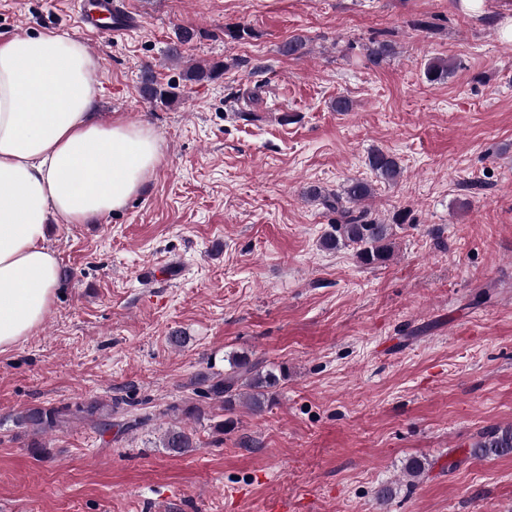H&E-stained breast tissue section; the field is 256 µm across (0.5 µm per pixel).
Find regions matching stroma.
<instances>
[{"mask_svg": "<svg viewBox=\"0 0 512 512\" xmlns=\"http://www.w3.org/2000/svg\"><path fill=\"white\" fill-rule=\"evenodd\" d=\"M127 9L135 29L89 46L91 110L151 128L161 161L124 209L47 227L56 300L0 352V512H265L281 499L291 512H512V453L470 454L480 432L512 424V43L497 26L512 0L478 16L459 0ZM71 17L68 0H0V39H81ZM239 25L249 37L230 38ZM181 28L195 37L173 61ZM294 36L309 48L298 59L280 52ZM375 40L394 48L377 67ZM435 58L455 68L432 83ZM218 61V77L186 81ZM147 66L178 98L142 97ZM254 88L249 121L239 97ZM339 97L350 111L333 109ZM375 148L397 158L396 184L376 180ZM350 178L373 183L372 217L408 214L385 265L320 245L337 215L303 191ZM176 331L187 346H172ZM235 353L288 368L262 412L199 395L197 375ZM93 400L113 421H150L128 435L73 423L39 457L15 423L30 405ZM173 404L203 413L185 421ZM180 422L198 447L175 456L160 437Z\"/></svg>", "mask_w": 512, "mask_h": 512, "instance_id": "stroma-1", "label": "stroma"}]
</instances>
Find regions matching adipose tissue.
<instances>
[{
	"label": "adipose tissue",
	"instance_id": "adipose-tissue-1",
	"mask_svg": "<svg viewBox=\"0 0 512 512\" xmlns=\"http://www.w3.org/2000/svg\"><path fill=\"white\" fill-rule=\"evenodd\" d=\"M94 67L59 33L0 39V350L35 333L55 299L46 225L124 208L161 159L150 128L93 119Z\"/></svg>",
	"mask_w": 512,
	"mask_h": 512
}]
</instances>
